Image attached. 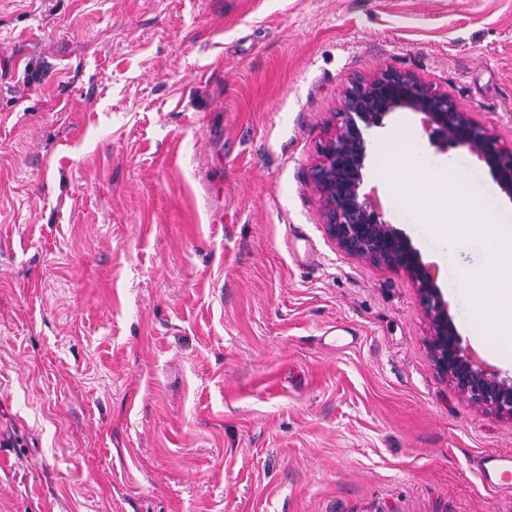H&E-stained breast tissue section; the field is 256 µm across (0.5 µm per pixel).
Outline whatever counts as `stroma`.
Masks as SVG:
<instances>
[{
  "label": "stroma",
  "instance_id": "stroma-1",
  "mask_svg": "<svg viewBox=\"0 0 512 512\" xmlns=\"http://www.w3.org/2000/svg\"><path fill=\"white\" fill-rule=\"evenodd\" d=\"M397 70L512 149V0H0V512H512V421L435 371L400 270L327 235L311 168L347 80ZM512 213L488 168L436 152ZM385 220L465 344L477 238ZM475 468L490 491L512 496L511 456L489 452L476 459Z\"/></svg>",
  "mask_w": 512,
  "mask_h": 512
}]
</instances>
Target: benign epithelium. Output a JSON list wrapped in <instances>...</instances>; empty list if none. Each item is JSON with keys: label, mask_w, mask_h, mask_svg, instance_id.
Returning <instances> with one entry per match:
<instances>
[{"label": "benign epithelium", "mask_w": 512, "mask_h": 512, "mask_svg": "<svg viewBox=\"0 0 512 512\" xmlns=\"http://www.w3.org/2000/svg\"><path fill=\"white\" fill-rule=\"evenodd\" d=\"M394 112L421 115L423 134L437 151L454 148L477 155L500 193L512 201V149L448 94L410 72L384 71L344 86L337 122L313 166L326 231L344 253L407 275L430 323L428 346L437 373L474 407L512 421V376L463 346L435 274L411 240L384 219L374 191L365 189L372 137Z\"/></svg>", "instance_id": "1"}]
</instances>
